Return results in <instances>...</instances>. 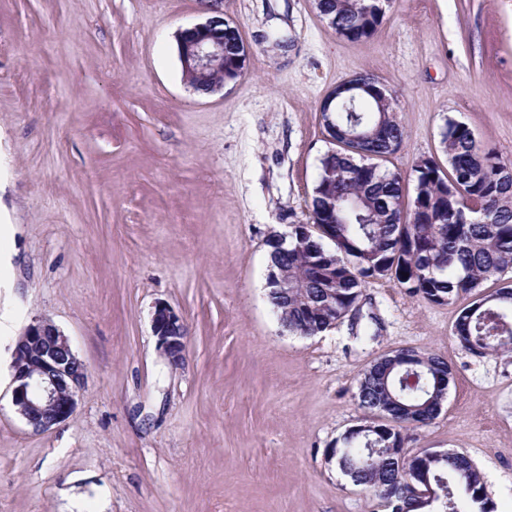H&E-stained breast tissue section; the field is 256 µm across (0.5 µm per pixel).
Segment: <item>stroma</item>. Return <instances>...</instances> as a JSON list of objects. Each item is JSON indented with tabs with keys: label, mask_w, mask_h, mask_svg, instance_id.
<instances>
[{
	"label": "stroma",
	"mask_w": 512,
	"mask_h": 512,
	"mask_svg": "<svg viewBox=\"0 0 512 512\" xmlns=\"http://www.w3.org/2000/svg\"><path fill=\"white\" fill-rule=\"evenodd\" d=\"M248 49L223 91L182 83L175 33L200 0H0V512H385L331 461L361 417V374L400 347L454 379L404 449L463 452L512 512V353L473 355L436 304L366 283L349 322L288 333L266 240L309 221L328 149L319 107L367 72L404 127L387 169L412 181L447 119L512 163V0H390L339 36L315 0H224ZM188 329L161 355L156 303ZM50 319L88 370L73 415L36 433L11 403L12 351Z\"/></svg>",
	"instance_id": "1"
}]
</instances>
